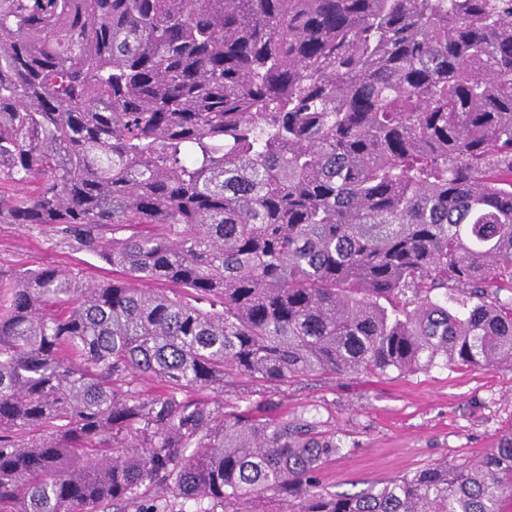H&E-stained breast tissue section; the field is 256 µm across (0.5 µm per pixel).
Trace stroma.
I'll list each match as a JSON object with an SVG mask.
<instances>
[{
	"label": "stroma",
	"instance_id": "obj_1",
	"mask_svg": "<svg viewBox=\"0 0 512 512\" xmlns=\"http://www.w3.org/2000/svg\"><path fill=\"white\" fill-rule=\"evenodd\" d=\"M51 264L93 280L110 266L54 234L0 224V268ZM272 400L291 412L322 407L350 453L323 464L332 493H352L433 463L474 460L512 430V363L438 367L409 375L309 376L281 386Z\"/></svg>",
	"mask_w": 512,
	"mask_h": 512
}]
</instances>
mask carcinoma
<instances>
[{
	"instance_id": "cac0c4a2",
	"label": "carcinoma",
	"mask_w": 512,
	"mask_h": 512,
	"mask_svg": "<svg viewBox=\"0 0 512 512\" xmlns=\"http://www.w3.org/2000/svg\"><path fill=\"white\" fill-rule=\"evenodd\" d=\"M0 224L114 273L0 269L13 512L512 497V432L329 493L318 406L194 396L512 362V0H0Z\"/></svg>"
}]
</instances>
